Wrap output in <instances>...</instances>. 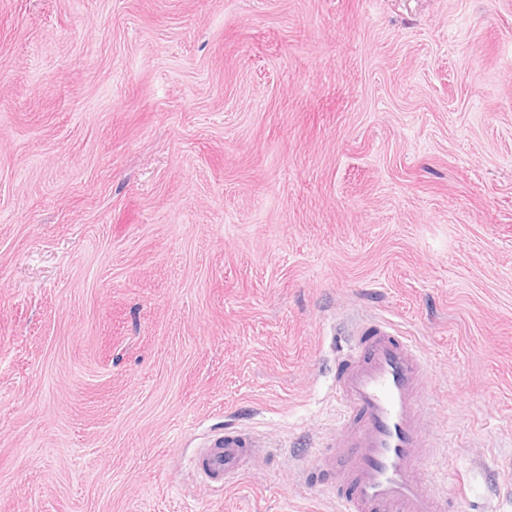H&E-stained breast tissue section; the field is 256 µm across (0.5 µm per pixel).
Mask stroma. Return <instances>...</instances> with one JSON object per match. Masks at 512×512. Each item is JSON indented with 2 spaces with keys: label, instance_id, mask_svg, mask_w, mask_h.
I'll return each instance as SVG.
<instances>
[{
  "label": "stroma",
  "instance_id": "35a3bbf8",
  "mask_svg": "<svg viewBox=\"0 0 512 512\" xmlns=\"http://www.w3.org/2000/svg\"><path fill=\"white\" fill-rule=\"evenodd\" d=\"M377 317L512 512V0H0V512H336ZM255 448H265L258 435L242 430L224 431L198 452L192 464L201 476L221 485L242 470Z\"/></svg>",
  "mask_w": 512,
  "mask_h": 512
}]
</instances>
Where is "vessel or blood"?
Listing matches in <instances>:
<instances>
[{
    "mask_svg": "<svg viewBox=\"0 0 512 512\" xmlns=\"http://www.w3.org/2000/svg\"><path fill=\"white\" fill-rule=\"evenodd\" d=\"M336 367L342 425L331 451L320 459L332 471L336 454L349 455V470L335 481L336 512H445L437 481L420 473L430 446L418 400L430 384L426 360L382 319L356 323ZM260 437L225 431L194 457V469L210 482L234 478Z\"/></svg>",
    "mask_w": 512,
    "mask_h": 512,
    "instance_id": "b4317fda",
    "label": "vessel or blood"
}]
</instances>
